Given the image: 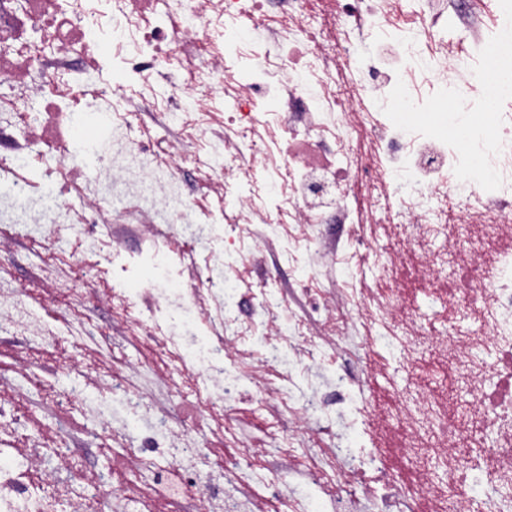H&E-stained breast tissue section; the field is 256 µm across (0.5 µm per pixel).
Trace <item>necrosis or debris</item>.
Segmentation results:
<instances>
[{
	"label": "necrosis or debris",
	"mask_w": 512,
	"mask_h": 512,
	"mask_svg": "<svg viewBox=\"0 0 512 512\" xmlns=\"http://www.w3.org/2000/svg\"><path fill=\"white\" fill-rule=\"evenodd\" d=\"M374 47L370 56L359 45ZM512 0H0V222L57 224L88 249L110 250L125 266L150 262L153 279L106 290L103 302L134 332L160 336L179 378L224 406L254 385L275 411L278 446L305 462L296 486L269 482L287 512H397L411 498L430 512H512ZM119 72L120 98L100 87ZM477 102L464 141L440 135L454 121L449 95ZM104 114L106 148L96 165L75 151L77 100ZM39 110L30 113V101ZM429 112L438 123L416 124ZM161 128L158 143L134 127ZM236 199V220L287 213L282 257L304 268L300 289L276 287L277 271L242 295L234 263L261 260L262 240L197 218L188 167ZM292 179L291 195L255 197L257 179ZM505 182L485 188L489 174ZM469 192L449 205L454 183ZM397 234L400 244L383 239ZM192 241L198 264L185 263ZM362 264L347 281L320 287L319 265ZM230 256L222 276L203 266ZM442 303L436 330L408 303L409 281ZM343 317L348 330L330 335ZM386 350L404 375L390 409L393 450L365 449L378 406L368 394L370 353ZM441 351L453 386L449 404L421 367ZM134 370L112 382L120 411L114 434L148 435L149 455L126 457L129 472L169 467L155 481L168 503L196 499L201 512H238L235 491L251 472L241 446L218 472L193 463V442L143 400ZM357 402L361 427L314 447L341 409ZM471 448L492 496L478 499ZM414 460L399 478L393 456ZM440 463L447 483L432 482Z\"/></svg>",
	"instance_id": "obj_1"
}]
</instances>
